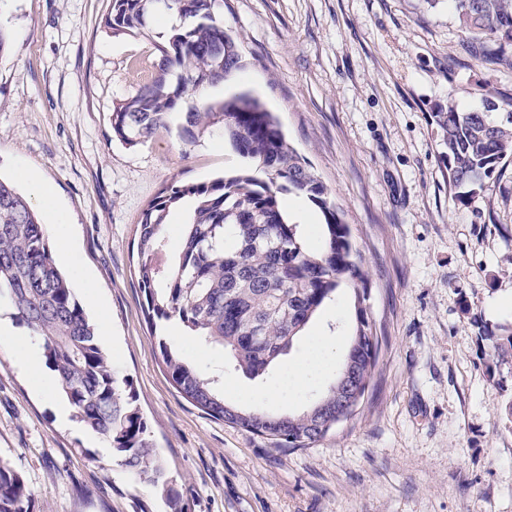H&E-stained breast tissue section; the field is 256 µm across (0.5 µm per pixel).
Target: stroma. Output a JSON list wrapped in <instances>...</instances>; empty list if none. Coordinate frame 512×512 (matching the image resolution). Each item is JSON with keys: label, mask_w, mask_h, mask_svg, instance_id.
<instances>
[{"label": "stroma", "mask_w": 512, "mask_h": 512, "mask_svg": "<svg viewBox=\"0 0 512 512\" xmlns=\"http://www.w3.org/2000/svg\"><path fill=\"white\" fill-rule=\"evenodd\" d=\"M110 0H8L0 29V178L25 197L24 170L55 190L62 225L94 289L87 315L132 386L169 480L189 512H512V366L491 364L485 332L512 328V161L471 204L457 203L431 115L512 100V46L500 60L466 53L451 0H227L224 24L246 65L211 87L252 90L277 112L351 224L371 284L366 301L388 338L359 417L312 447H273L215 420L177 391L138 288L137 227L172 180L209 182L240 165L221 136L187 146L177 131L128 146L113 139L116 100L158 56L152 36L112 35ZM348 292L326 305L268 378L297 412L333 381L350 332ZM0 338V461L34 492V512H171L122 467L102 436L62 417L17 356L40 354L22 324ZM174 348L219 377L238 403L256 384L222 346L184 334ZM301 365L307 383L290 386Z\"/></svg>", "instance_id": "stroma-1"}]
</instances>
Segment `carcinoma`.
Wrapping results in <instances>:
<instances>
[{
	"label": "carcinoma",
	"instance_id": "1",
	"mask_svg": "<svg viewBox=\"0 0 512 512\" xmlns=\"http://www.w3.org/2000/svg\"><path fill=\"white\" fill-rule=\"evenodd\" d=\"M466 45L488 57L491 46H512V0H453ZM164 6L178 20L164 42L157 70L134 94L115 101L112 135L135 146L184 118L187 145L214 129L242 165L211 182H171L142 212L138 224V288L152 325L172 320L208 343L219 344L237 371L262 382L288 354L307 325L346 288L354 296V325L333 382L305 410L273 414L224 400L217 380L174 356L157 337L168 376L178 392L210 417L269 440L275 447L308 448L336 428L349 384L362 395L359 416L380 375L385 337L368 306L370 288L350 225L326 185L287 141L278 119L251 93L219 102L198 90L228 80L243 67L241 41L221 19L224 0H110L104 26L114 35H141L149 15ZM460 112L453 104L431 113L440 133V162L456 201L467 205L504 160L512 158V112L496 123L488 112ZM301 197L324 215L320 248L307 247L301 224L284 210ZM192 208L183 244L169 265L159 262L161 232L170 209ZM40 340L76 418L104 437L133 476L162 490L171 512H188L166 477L127 379L112 366L101 337L52 257L48 238L28 200L0 179V296ZM493 357L512 365V329L497 335ZM34 493L0 461V512H33Z\"/></svg>",
	"mask_w": 512,
	"mask_h": 512
}]
</instances>
